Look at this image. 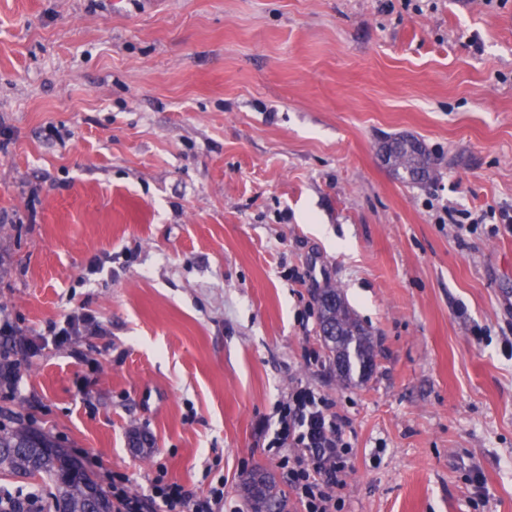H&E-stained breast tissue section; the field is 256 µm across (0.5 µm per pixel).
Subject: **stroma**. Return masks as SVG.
Returning a JSON list of instances; mask_svg holds the SVG:
<instances>
[{"instance_id": "stroma-1", "label": "stroma", "mask_w": 512, "mask_h": 512, "mask_svg": "<svg viewBox=\"0 0 512 512\" xmlns=\"http://www.w3.org/2000/svg\"><path fill=\"white\" fill-rule=\"evenodd\" d=\"M505 211L512 0H0V350L41 345L0 407L132 492L251 512L261 467L300 512L259 427L302 381L352 425L343 512H512ZM73 313L100 331L50 345ZM390 145L388 158L398 176L404 181L418 182L431 178L429 160L423 147L410 139H395ZM318 303L321 336L337 375L344 380H351L354 375L362 379L368 377L375 356L369 329L349 308L336 286L323 288L318 295Z\"/></svg>"}]
</instances>
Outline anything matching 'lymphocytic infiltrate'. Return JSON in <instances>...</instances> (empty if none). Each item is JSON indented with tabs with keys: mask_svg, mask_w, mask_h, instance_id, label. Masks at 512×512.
Returning <instances> with one entry per match:
<instances>
[{
	"mask_svg": "<svg viewBox=\"0 0 512 512\" xmlns=\"http://www.w3.org/2000/svg\"><path fill=\"white\" fill-rule=\"evenodd\" d=\"M347 420L316 389L297 385L277 406L275 420L261 434L276 457L304 512H342L343 488L352 470L353 445ZM113 512H224L223 485L196 495L184 486L156 479L148 493H130L125 479H111Z\"/></svg>",
	"mask_w": 512,
	"mask_h": 512,
	"instance_id": "lymphocytic-infiltrate-1",
	"label": "lymphocytic infiltrate"
}]
</instances>
